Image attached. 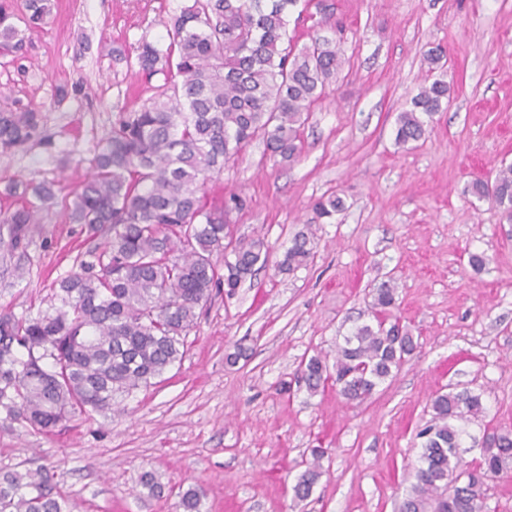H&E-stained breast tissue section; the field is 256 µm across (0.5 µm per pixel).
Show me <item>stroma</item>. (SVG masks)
I'll return each mask as SVG.
<instances>
[{
	"mask_svg": "<svg viewBox=\"0 0 512 512\" xmlns=\"http://www.w3.org/2000/svg\"><path fill=\"white\" fill-rule=\"evenodd\" d=\"M25 3L8 0L22 46L0 52V92L38 110L42 138L0 154V209L18 180L54 182L56 199L24 251H11L0 224V314L33 317L75 258L101 247L103 236L71 222L70 206L119 113L166 82L163 72L141 77L138 46L166 47L172 18L192 0H50L35 28ZM317 34L335 37L344 64L308 112L298 160L280 163L257 138L205 188L210 203L241 199L227 216L231 238L264 237L266 267L234 294L213 292L181 361L112 411L42 432L0 407V473L47 471L72 512H179L178 494L192 486L203 512H400L434 395H482L464 461L479 459L487 432L512 429V224L468 189L512 163V0H299L289 37L301 46ZM437 46L450 100L424 139L397 145V118ZM332 195L343 210L315 222L313 203ZM302 231L310 259L279 272ZM472 252L484 255L482 271L469 266ZM391 277L416 355L364 403L331 387L309 393L301 360L334 359ZM239 348L244 358L228 364ZM313 448L326 451L322 476L298 501L291 487ZM146 471L163 496L142 489Z\"/></svg>",
	"mask_w": 512,
	"mask_h": 512,
	"instance_id": "obj_1",
	"label": "stroma"
}]
</instances>
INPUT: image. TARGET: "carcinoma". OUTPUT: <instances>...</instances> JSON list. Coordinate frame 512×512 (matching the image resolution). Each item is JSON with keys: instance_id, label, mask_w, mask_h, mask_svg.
Listing matches in <instances>:
<instances>
[{"instance_id": "1", "label": "carcinoma", "mask_w": 512, "mask_h": 512, "mask_svg": "<svg viewBox=\"0 0 512 512\" xmlns=\"http://www.w3.org/2000/svg\"><path fill=\"white\" fill-rule=\"evenodd\" d=\"M48 0H28L27 24L39 26ZM298 0H193L170 27L161 51L139 47V71L171 74L170 86L138 110L122 112L91 160L92 175L76 194L75 224L106 233L92 260L77 259L58 285L57 304L35 317L0 315V399L9 416L34 430L49 431L79 413L93 416L118 397L151 384L181 360L182 334L213 290L232 295L266 266L264 239L226 241V206H209L206 185L257 136L283 163L302 152L301 128L311 104L325 94L342 66L336 39L314 36L297 48L288 38V9ZM12 14L0 0V49L21 40ZM444 51L426 55L431 81L397 119L399 145L425 137L429 121L450 98L435 73ZM40 114L0 97V149L38 136ZM471 194L488 199L512 220V165L492 178H477ZM12 207L0 216L11 225L10 246L24 249L37 214L54 198V183L15 182ZM343 209L339 196L314 204L327 221ZM224 252V269L213 260ZM311 239L300 233L278 262L292 272L308 261ZM397 286L389 279L373 289V323L362 324L336 348L333 364L319 355L301 361L299 372L316 393L332 384L349 403L368 400L414 355L418 341L394 314ZM431 418L419 430L421 466L401 512H484L488 481L512 476V430L486 435L480 459L467 465L461 424L483 413L482 396L451 389L430 403ZM325 451L311 459L293 486L308 499L322 474ZM203 492L180 496L182 512H201ZM0 512H71L53 493L50 476L12 471L0 475Z\"/></svg>"}]
</instances>
